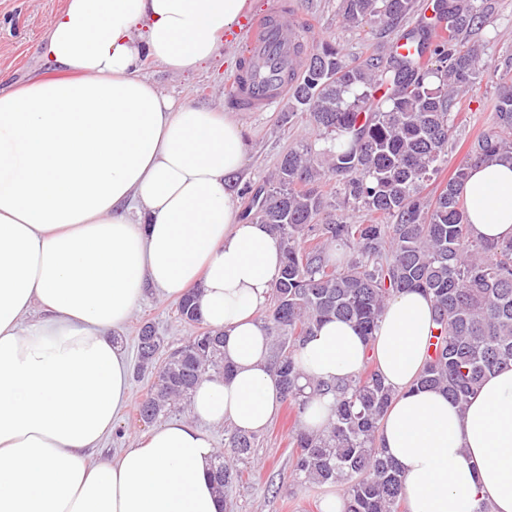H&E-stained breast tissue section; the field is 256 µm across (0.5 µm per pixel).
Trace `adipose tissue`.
<instances>
[{"mask_svg":"<svg viewBox=\"0 0 512 512\" xmlns=\"http://www.w3.org/2000/svg\"><path fill=\"white\" fill-rule=\"evenodd\" d=\"M252 2L67 0L44 35L55 76L0 89V512H220L201 422L255 433L278 410L258 314L280 249L266 225L241 221L230 189L244 125L141 75L148 61L206 65ZM462 194L474 237L512 239V159L474 166ZM193 288L232 377L198 386L193 421L93 463L129 388L114 332L147 291ZM436 331L430 300L406 291L372 341L326 322L301 369L333 381L375 362L396 394L377 441L406 512H512V366L459 408L414 384Z\"/></svg>","mask_w":512,"mask_h":512,"instance_id":"obj_1","label":"adipose tissue"}]
</instances>
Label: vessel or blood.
I'll use <instances>...</instances> for the list:
<instances>
[{
	"label": "vessel or blood",
	"mask_w": 512,
	"mask_h": 512,
	"mask_svg": "<svg viewBox=\"0 0 512 512\" xmlns=\"http://www.w3.org/2000/svg\"><path fill=\"white\" fill-rule=\"evenodd\" d=\"M293 10L290 0H273L267 12L252 18L245 50L251 67L239 71L234 81L233 100L240 111L263 112L287 96L288 74L304 61Z\"/></svg>",
	"instance_id": "b4317fda"
}]
</instances>
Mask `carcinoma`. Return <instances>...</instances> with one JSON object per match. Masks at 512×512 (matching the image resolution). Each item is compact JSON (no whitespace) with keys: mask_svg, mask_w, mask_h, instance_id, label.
Listing matches in <instances>:
<instances>
[{"mask_svg":"<svg viewBox=\"0 0 512 512\" xmlns=\"http://www.w3.org/2000/svg\"><path fill=\"white\" fill-rule=\"evenodd\" d=\"M413 8L414 0H341L339 14L355 26L379 21L396 28ZM433 9L447 30L438 40L424 24L399 37L407 53L386 49L361 62L326 42L299 75H289L288 116L309 113L324 147L288 151L275 185L252 194L253 219L269 225L282 252L272 302L259 320L281 401L296 412L293 472L304 485L344 486V512H402L400 470L376 445L395 393L369 363L346 381L303 379L297 351L322 324L349 320L370 339L391 296L420 290L432 301L439 334L416 385L439 388L463 406L488 374L512 363V240L473 237L460 192L472 166L512 158V82L500 87L494 128L473 142L438 194L425 193L448 155L453 106L497 73L472 40L491 22L495 3L435 0ZM328 173L341 183L345 202L383 223L336 216L320 186ZM196 298L197 290L188 291L178 312L201 332L163 361L156 359L160 337L146 333L153 326L139 330L138 370L155 375L138 404L145 423L190 400L201 381L232 373L224 334L205 323ZM329 394L335 419L305 426V409ZM225 443L233 457L219 453L211 465L221 497L242 481L236 462L251 454L255 435L233 428Z\"/></svg>","mask_w":512,"mask_h":512,"instance_id":"obj_1","label":"carcinoma"}]
</instances>
